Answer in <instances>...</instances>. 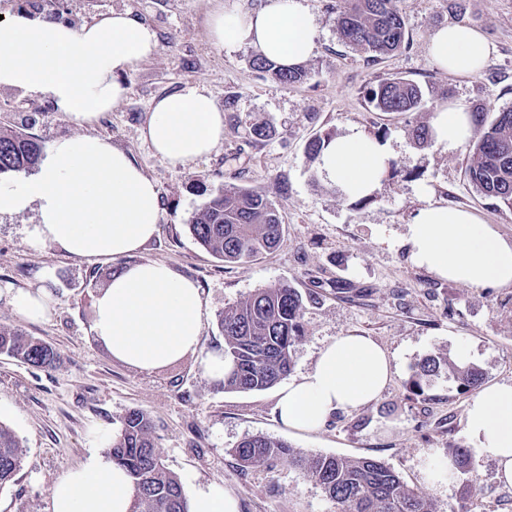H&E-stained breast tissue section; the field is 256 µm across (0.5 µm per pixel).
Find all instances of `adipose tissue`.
Segmentation results:
<instances>
[{
  "label": "adipose tissue",
  "instance_id": "adipose-tissue-1",
  "mask_svg": "<svg viewBox=\"0 0 512 512\" xmlns=\"http://www.w3.org/2000/svg\"><path fill=\"white\" fill-rule=\"evenodd\" d=\"M209 29L217 44L255 47L281 66L303 64L316 48L305 0L218 11ZM157 49L155 31L129 11L78 28L28 13L0 21V88L41 96L86 130L53 141L33 174L0 182V214L36 211L34 243L95 261L136 252L156 235V182L129 153L91 129L121 99L120 77ZM428 53L441 70L467 77L484 68L490 44L477 29L451 24L432 35ZM141 136L170 166L190 169L223 138L224 114L208 90L187 87L153 102ZM430 136L457 151L476 136L471 112L460 105L439 108ZM392 154L389 143L353 129L326 143L316 171L347 199L367 198L380 188ZM408 243L412 263L439 278L472 288H512V240L469 210L424 201L410 219ZM205 320L196 283L166 263L146 261L113 272L97 292L91 331L114 360L131 368L150 372L195 354L220 379L227 367L223 355L201 351ZM391 374V360L374 340L336 337L320 349L308 373L280 389L277 418L293 431H318L336 413L376 402ZM464 428L475 453L492 459L499 478L512 485V384L482 386ZM133 495L127 471L93 452L55 483L52 512H130Z\"/></svg>",
  "mask_w": 512,
  "mask_h": 512
}]
</instances>
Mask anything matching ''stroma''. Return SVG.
I'll return each instance as SVG.
<instances>
[{"label":"stroma","mask_w":512,"mask_h":512,"mask_svg":"<svg viewBox=\"0 0 512 512\" xmlns=\"http://www.w3.org/2000/svg\"><path fill=\"white\" fill-rule=\"evenodd\" d=\"M262 2L64 0L58 6L60 18L75 27L129 10L157 33L156 55L123 76L122 99L94 131L130 153L156 182L161 217L157 234L140 251L90 263L34 244V212L0 216V326L39 338L59 354L45 369L0 354V423L23 448L16 476L0 487V512H51L54 484L94 451L93 431L117 430L134 408L150 416L163 463L185 495L218 485L237 501L238 512H338L299 470H240L230 450L252 434L285 441L303 454L380 460L432 500L437 512H512V487L499 482L490 459L472 456L469 477L426 482V455L443 458L448 449L470 448L464 416L473 394L444 373L423 393L411 389L422 359L437 354L455 360L463 347L484 383H512V288L476 289L439 279L411 263L407 241L423 186L431 201L466 208L512 238V210L480 195L469 180V149L450 153L432 142L418 144L412 134L449 104L472 112L482 107L492 116L512 109V0H401L408 45L376 61L339 37L336 13L344 0H306L317 48L304 64L306 80L296 85L255 71L254 47H222L210 37L213 12L253 10ZM450 24L476 28L488 40L490 56L479 75L451 76L431 61L430 36ZM394 77L418 84L424 106L376 111L369 90ZM189 86L206 88L216 103L236 102L224 120L223 140L190 171L171 168L141 137L154 100ZM256 122L269 123L272 137L252 141L249 128ZM0 128L23 131L45 146L80 133L49 101L8 89H0ZM352 128L394 149V165L368 201L349 200L321 181L306 153L313 137H337ZM227 185L262 187L283 217L278 247L256 261H220L190 231L208 192ZM149 260L167 263L200 287L207 310L204 351H223L218 320L225 309L258 288L287 282L305 298L291 378L308 372L326 343L355 332L374 339L391 358L387 387L376 402L336 415L319 431L299 433L275 416L277 388L225 389L197 356L152 372L114 361L90 330L93 297L115 269ZM45 269L51 273V314L25 320L9 299L36 288Z\"/></svg>","instance_id":"obj_1"}]
</instances>
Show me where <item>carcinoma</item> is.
<instances>
[{
  "mask_svg": "<svg viewBox=\"0 0 512 512\" xmlns=\"http://www.w3.org/2000/svg\"><path fill=\"white\" fill-rule=\"evenodd\" d=\"M336 18L340 37L349 45L377 58L407 46L406 23L399 0H348ZM252 67L281 84L306 78L302 67L285 69L258 53ZM369 102L380 112H411L424 102L413 82L387 79L369 91ZM477 137L468 176L476 190L512 209V109L487 121L484 109L475 112ZM43 146L16 130H0V174L27 173L40 159ZM190 229L212 256L226 263H248L274 248L283 224L274 203L258 186H229L211 195L194 214ZM304 302L300 291L278 282L224 310V389L261 391L283 380L293 367L295 344L302 336ZM0 354L40 369L57 361L47 343L0 327ZM460 388L478 385L480 371L432 355L418 366L412 381L421 392L442 367ZM232 454L241 470L286 463L313 479L340 512H436L425 496L411 490L385 463L373 458L296 453L288 443L255 434L243 438ZM23 449L13 431L0 424V486L20 469ZM110 455L125 467L135 488L132 512H189L178 477L162 463L150 417L130 410L110 446Z\"/></svg>",
  "mask_w": 512,
  "mask_h": 512,
  "instance_id": "cac0c4a2",
  "label": "carcinoma"
}]
</instances>
